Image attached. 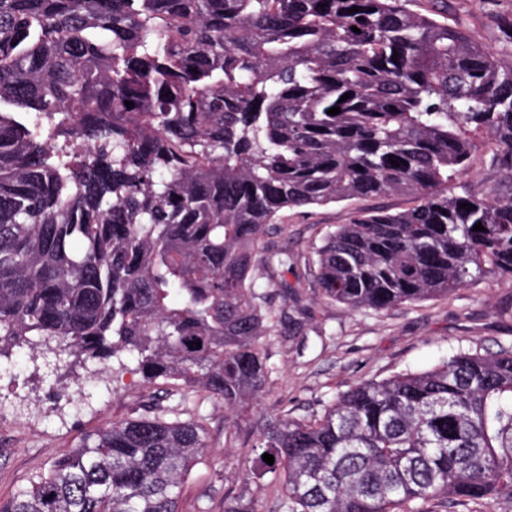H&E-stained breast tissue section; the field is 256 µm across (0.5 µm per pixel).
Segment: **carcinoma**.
I'll return each mask as SVG.
<instances>
[{"instance_id":"1","label":"carcinoma","mask_w":512,"mask_h":512,"mask_svg":"<svg viewBox=\"0 0 512 512\" xmlns=\"http://www.w3.org/2000/svg\"><path fill=\"white\" fill-rule=\"evenodd\" d=\"M477 133L512 175V63L407 0H0V355L54 339L255 399L295 322L293 256L259 247L287 209L418 198L325 235L316 284L353 310L512 276V197L448 192ZM184 413L87 435L0 512H179L207 438ZM252 452L275 512L512 500V347L267 419Z\"/></svg>"}]
</instances>
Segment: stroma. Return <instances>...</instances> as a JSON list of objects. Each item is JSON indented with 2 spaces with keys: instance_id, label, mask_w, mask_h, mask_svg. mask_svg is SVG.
Returning a JSON list of instances; mask_svg holds the SVG:
<instances>
[{
  "instance_id": "1",
  "label": "stroma",
  "mask_w": 512,
  "mask_h": 512,
  "mask_svg": "<svg viewBox=\"0 0 512 512\" xmlns=\"http://www.w3.org/2000/svg\"><path fill=\"white\" fill-rule=\"evenodd\" d=\"M410 7L460 27L493 53L512 54L506 26L512 0H412ZM475 143L470 168L454 191L512 196L494 144L480 137ZM416 203V196L396 192L282 213L264 241L294 257L287 279L300 296L288 311L297 324L266 341L279 373L258 399L229 411L214 400L190 401L191 413L206 420L207 449L181 488L180 512H225L237 503L251 512H273V491L249 472L260 416L300 419L323 412L334 396L361 382L424 371L459 350L484 354L512 347V276H489L381 312L355 311L321 296L315 249L327 232L360 211H401ZM180 402L179 395L128 370L115 375L67 352L14 348L0 357V502L30 487L84 436Z\"/></svg>"
}]
</instances>
